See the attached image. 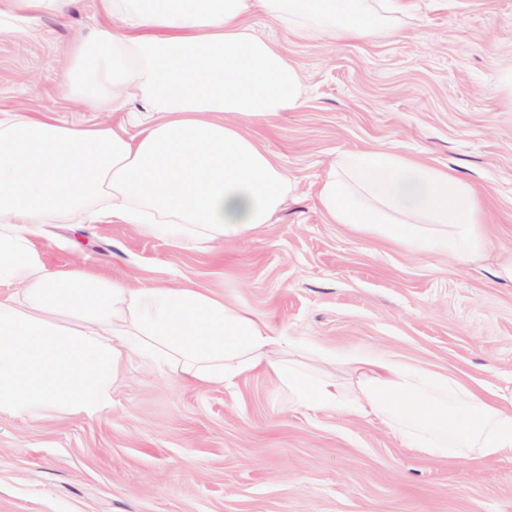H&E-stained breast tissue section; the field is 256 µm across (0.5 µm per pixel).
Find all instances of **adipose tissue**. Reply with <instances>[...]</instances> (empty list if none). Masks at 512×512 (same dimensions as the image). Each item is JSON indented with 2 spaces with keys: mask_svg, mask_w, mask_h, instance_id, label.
<instances>
[{
  "mask_svg": "<svg viewBox=\"0 0 512 512\" xmlns=\"http://www.w3.org/2000/svg\"><path fill=\"white\" fill-rule=\"evenodd\" d=\"M252 0H96L104 24L76 39L61 85L90 112L128 121L66 124L0 109V416L91 417L111 407L131 360L208 385L272 374L288 403L371 416L436 459L512 455V407L447 373L359 358L356 386L277 358L264 320L198 288L131 287L81 266L51 267L34 240L60 220L116 219L179 245L249 239L292 181L243 122L303 104V76L246 23ZM317 44L396 34L412 0H253ZM71 0H0V37L25 34ZM330 223L413 254L465 264L489 244L481 201L452 173L394 149L347 153L318 191Z\"/></svg>",
  "mask_w": 512,
  "mask_h": 512,
  "instance_id": "ef3b65f1",
  "label": "adipose tissue"
}]
</instances>
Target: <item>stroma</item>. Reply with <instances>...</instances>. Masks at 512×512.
Segmentation results:
<instances>
[{"label": "stroma", "instance_id": "1", "mask_svg": "<svg viewBox=\"0 0 512 512\" xmlns=\"http://www.w3.org/2000/svg\"><path fill=\"white\" fill-rule=\"evenodd\" d=\"M255 33L304 75V103L250 124L295 187L246 241L183 247L135 225L49 224L50 266L137 286L211 290L302 342L295 359L356 379V353L448 371L491 399L512 396V0H416L401 33L313 45L258 10ZM92 0L37 14L0 40V107L56 120L86 111L57 76L72 40L100 24ZM393 148L453 172L485 206L493 243L467 265L413 255L328 223L320 182L342 153ZM0 512H512V456L431 459L377 420L289 407L276 380L221 386L131 363L92 417L0 418Z\"/></svg>", "mask_w": 512, "mask_h": 512}]
</instances>
